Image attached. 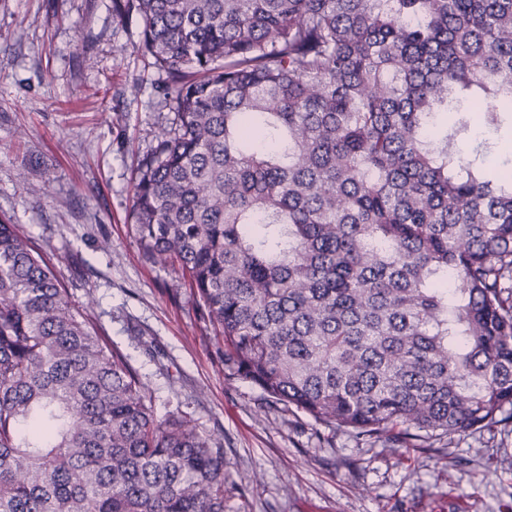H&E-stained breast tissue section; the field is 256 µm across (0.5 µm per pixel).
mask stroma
<instances>
[{"instance_id":"35a3bbf8","label":"stroma","mask_w":512,"mask_h":512,"mask_svg":"<svg viewBox=\"0 0 512 512\" xmlns=\"http://www.w3.org/2000/svg\"><path fill=\"white\" fill-rule=\"evenodd\" d=\"M140 39L112 0H0V215L53 253L157 413L221 443L224 512H512V425L362 443L225 377L187 283L128 228L134 170L174 119Z\"/></svg>"}]
</instances>
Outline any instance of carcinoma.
Returning <instances> with one entry per match:
<instances>
[{
  "label": "carcinoma",
  "instance_id": "cac0c4a2",
  "mask_svg": "<svg viewBox=\"0 0 512 512\" xmlns=\"http://www.w3.org/2000/svg\"><path fill=\"white\" fill-rule=\"evenodd\" d=\"M167 74L130 228L224 376L359 441L512 424V0H112ZM451 114L443 134L434 117ZM0 512H224V448L158 416L0 217ZM471 138H489L497 143L493 154L487 159L485 165L489 170H495L499 167L510 168L509 160H512V135L507 123L499 132L488 131L482 125H473L470 135L463 136L459 141L457 148L462 155H468L472 146ZM508 164L506 165V163Z\"/></svg>",
  "mask_w": 512,
  "mask_h": 512
}]
</instances>
